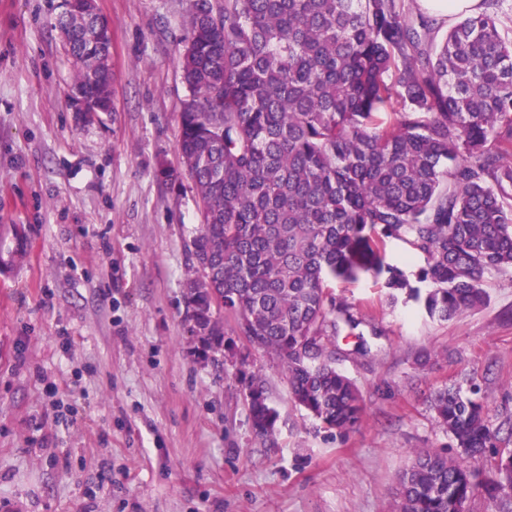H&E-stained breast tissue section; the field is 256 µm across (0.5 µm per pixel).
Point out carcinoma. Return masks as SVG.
<instances>
[{
	"mask_svg": "<svg viewBox=\"0 0 512 512\" xmlns=\"http://www.w3.org/2000/svg\"><path fill=\"white\" fill-rule=\"evenodd\" d=\"M415 0H192L181 58L189 90L178 150L200 227L185 284L196 333L226 332L282 361L294 402L348 433L365 406L336 369V337L370 346L365 321L329 283L383 279L391 299L448 320L489 300L485 275L512 277V40L492 8L438 21ZM77 66L74 88L112 95L110 41L96 20L57 17ZM405 243L417 271L390 264ZM245 397L254 432L273 440L266 380ZM465 453L416 452L396 512H469L482 495L512 512V450L485 462L498 425L462 384L431 401Z\"/></svg>",
	"mask_w": 512,
	"mask_h": 512,
	"instance_id": "1",
	"label": "carcinoma"
}]
</instances>
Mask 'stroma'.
Wrapping results in <instances>:
<instances>
[{
    "instance_id": "1",
    "label": "stroma",
    "mask_w": 512,
    "mask_h": 512,
    "mask_svg": "<svg viewBox=\"0 0 512 512\" xmlns=\"http://www.w3.org/2000/svg\"><path fill=\"white\" fill-rule=\"evenodd\" d=\"M61 0H0V225L33 241L0 286V512H393L414 453L456 447L430 402L471 380L492 421L512 416V279L447 321L372 279L335 290L381 336L337 368L366 417L327 430L289 396L280 359L205 348L185 282L200 222L177 152L189 0H97L112 31L109 112L83 118L52 21ZM178 173L175 183L160 167ZM279 414L257 436L244 380Z\"/></svg>"
}]
</instances>
